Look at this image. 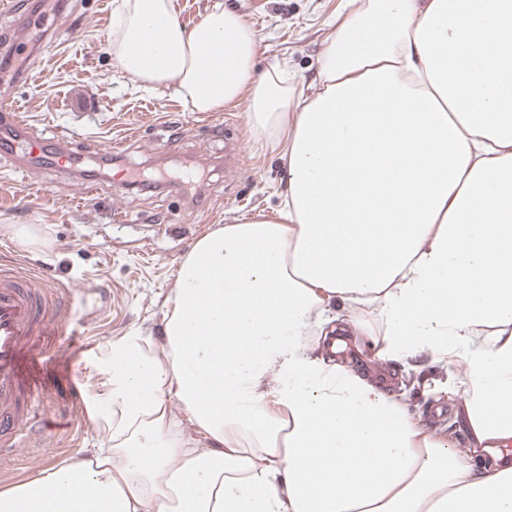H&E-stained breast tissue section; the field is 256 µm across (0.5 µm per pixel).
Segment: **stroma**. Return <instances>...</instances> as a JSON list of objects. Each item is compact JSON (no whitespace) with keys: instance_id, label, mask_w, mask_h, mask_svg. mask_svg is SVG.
Segmentation results:
<instances>
[{"instance_id":"35a3bbf8","label":"stroma","mask_w":512,"mask_h":512,"mask_svg":"<svg viewBox=\"0 0 512 512\" xmlns=\"http://www.w3.org/2000/svg\"><path fill=\"white\" fill-rule=\"evenodd\" d=\"M67 2L56 42L26 63L21 81L0 88V97L13 98L39 137L71 136L78 160L72 170L50 172L31 188L18 154L0 151V269L74 289L66 333L56 343L72 360L73 381L49 374L43 397L49 430L0 462V489L88 456L105 441L106 387L98 370L105 348L132 332L161 345L179 263L196 240L261 214L277 217L286 199L288 142L256 133L248 98L221 112H196L174 88H142L111 53L114 0ZM219 7L253 29L258 73L287 66L296 94L307 96L347 0H173L178 21L188 28ZM74 27L81 34L73 40L68 31ZM233 140L240 141L243 157L228 172L212 158ZM113 141L121 142V152L100 177L102 191L90 194L80 184L83 171ZM116 210L124 213L123 223L114 222ZM350 347L356 353L350 368L371 379L381 369L394 375L393 394L404 398L425 431L470 455L460 385L466 373L459 363L426 353L383 359L359 340ZM435 383L445 394L431 393ZM74 387L91 421L69 428Z\"/></svg>"}]
</instances>
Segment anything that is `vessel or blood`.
I'll return each instance as SVG.
<instances>
[{"mask_svg": "<svg viewBox=\"0 0 512 512\" xmlns=\"http://www.w3.org/2000/svg\"><path fill=\"white\" fill-rule=\"evenodd\" d=\"M0 8L19 13L5 39L15 53H26L33 29L59 20L63 12L41 0L38 12H21L15 0H0ZM22 113L10 114L9 129L0 144L18 147L24 157L22 172L37 184L44 172L64 169L76 152L69 141L47 149L45 141L29 136ZM69 288L0 270V457L14 452L45 426L47 411L37 390L53 356L51 342L60 333Z\"/></svg>", "mask_w": 512, "mask_h": 512, "instance_id": "obj_1", "label": "vessel or blood"}]
</instances>
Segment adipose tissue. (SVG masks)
Wrapping results in <instances>:
<instances>
[{"label": "adipose tissue", "mask_w": 512, "mask_h": 512, "mask_svg": "<svg viewBox=\"0 0 512 512\" xmlns=\"http://www.w3.org/2000/svg\"><path fill=\"white\" fill-rule=\"evenodd\" d=\"M110 41L194 111L246 95L257 133L290 122L285 208L197 240L161 352L131 334L100 359L105 449L0 512H512V459L473 465L309 341L376 312V356L462 358L474 442L512 441V0H369L299 99L225 8L188 29L120 0Z\"/></svg>", "instance_id": "ef3b65f1"}]
</instances>
